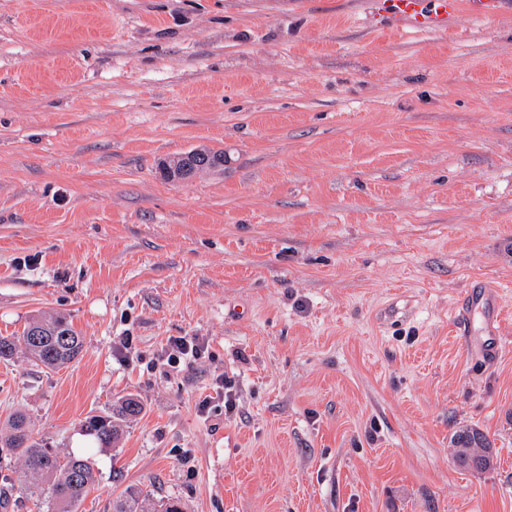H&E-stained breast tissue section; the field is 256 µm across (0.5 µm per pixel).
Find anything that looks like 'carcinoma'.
Listing matches in <instances>:
<instances>
[{"label":"carcinoma","instance_id":"obj_1","mask_svg":"<svg viewBox=\"0 0 512 512\" xmlns=\"http://www.w3.org/2000/svg\"><path fill=\"white\" fill-rule=\"evenodd\" d=\"M20 344L34 362L57 369L80 355L83 338L65 315L58 314L32 321L20 336H0V361H10ZM142 412V402L130 395L111 412L86 418L84 429L106 448L114 442L119 428ZM0 447L8 449L20 461L15 480L19 493L49 512H77L96 481L95 462L91 457L60 456L44 447L33 436L22 413L12 416L7 432L0 437ZM453 447L455 462L465 469L483 472L493 466L491 443L474 428L457 430ZM111 512H182V509L173 498L156 497L153 485L135 483L112 498Z\"/></svg>","mask_w":512,"mask_h":512}]
</instances>
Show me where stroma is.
Wrapping results in <instances>:
<instances>
[{"label":"stroma","instance_id":"35a3bbf8","mask_svg":"<svg viewBox=\"0 0 512 512\" xmlns=\"http://www.w3.org/2000/svg\"><path fill=\"white\" fill-rule=\"evenodd\" d=\"M370 7L0 0V336L62 312L84 340L0 361V423L65 454L145 406L82 512L149 480L183 512H512V14ZM197 147L223 171L161 178ZM484 280L490 366L452 342ZM462 427L491 469L454 462ZM502 0H375L370 16L372 26L382 20H394L419 31H439L448 24V14L464 8L470 14L486 19L498 17ZM477 288L480 290L464 298L455 312L456 334L462 336V341H465L468 336L472 313L480 307L484 310L483 332L488 336L499 335L502 314L496 286L482 282ZM169 345L176 352V354H171L169 361L177 364H180L182 359L185 364L190 365L203 353V346L194 339L178 337L172 339ZM142 402L135 396L124 398L105 415H92L84 421V429L101 447H109L118 435L119 428L143 412ZM455 462L468 470L483 472L493 466L494 452L483 433L474 428H462L453 435Z\"/></svg>","mask_w":512,"mask_h":512}]
</instances>
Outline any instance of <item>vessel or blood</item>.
I'll return each instance as SVG.
<instances>
[{"mask_svg": "<svg viewBox=\"0 0 512 512\" xmlns=\"http://www.w3.org/2000/svg\"><path fill=\"white\" fill-rule=\"evenodd\" d=\"M486 19L498 17L502 12V0H375L370 17L371 25L382 20H393L419 31H438L445 27L448 16L458 10ZM483 309L482 330L486 335L499 333L501 309L493 284H481L479 291L470 293L458 305L455 312L456 333L467 336L471 316L476 309Z\"/></svg>", "mask_w": 512, "mask_h": 512, "instance_id": "vessel-or-blood-1", "label": "vessel or blood"}]
</instances>
